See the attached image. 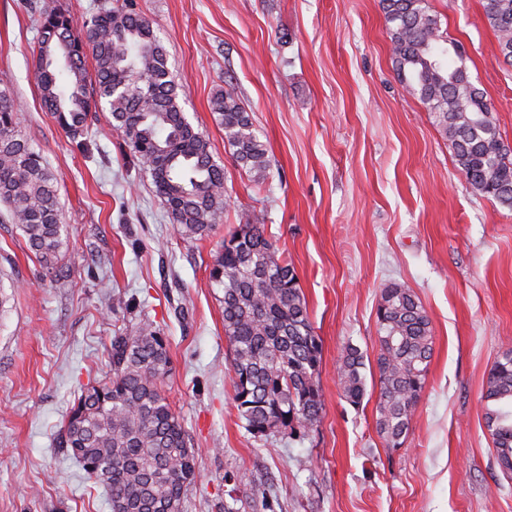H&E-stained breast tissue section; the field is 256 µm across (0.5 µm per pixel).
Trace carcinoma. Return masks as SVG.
Here are the masks:
<instances>
[{
    "label": "carcinoma",
    "instance_id": "1",
    "mask_svg": "<svg viewBox=\"0 0 512 512\" xmlns=\"http://www.w3.org/2000/svg\"><path fill=\"white\" fill-rule=\"evenodd\" d=\"M392 61L404 87L419 95L448 140L456 164L480 194L512 210V155L505 148L486 95L463 65L465 49L441 31L426 0H380ZM503 62L512 64V0H483ZM94 61L88 77L86 56ZM44 108L73 137L106 104L131 155L150 175L177 233L201 237L227 206L224 167L188 120L178 86L151 23L122 8L78 23L45 12L37 50ZM224 129V146L253 181L270 166L266 144L234 93L210 101ZM0 204L22 227L28 249L54 265L63 244V215L54 177L20 130L10 93L0 89ZM209 278L221 288L224 336L230 345L233 400L252 434L300 436L324 409L320 386L322 344L315 334L294 267L256 221L240 224L214 255ZM379 399L376 426L390 448L402 445L425 388L432 357L430 319L415 295L400 285L382 291L376 311ZM110 375L80 387L57 434L112 512H183L197 482V452L169 403L168 339L149 320L112 336ZM363 354L341 357L344 396H365ZM485 424L498 465L512 471V349L490 368L484 392Z\"/></svg>",
    "mask_w": 512,
    "mask_h": 512
}]
</instances>
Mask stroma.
Segmentation results:
<instances>
[{
    "label": "stroma",
    "mask_w": 512,
    "mask_h": 512,
    "mask_svg": "<svg viewBox=\"0 0 512 512\" xmlns=\"http://www.w3.org/2000/svg\"><path fill=\"white\" fill-rule=\"evenodd\" d=\"M466 51L506 147L512 65L482 0H427ZM146 16L191 124L223 164L228 205L207 236L182 239L150 176L90 115L72 138L41 104L39 14L101 6ZM57 181L67 238L53 268L0 219V512H111L55 437L81 385L110 369L116 325L153 321L169 340L165 394L199 454L184 512H512L483 394L512 348V211L476 193L417 96L399 82L380 0H0V84ZM232 90L268 149L262 185L232 160L212 95ZM262 220L294 267L322 340L320 422L301 438L250 434L232 399L222 292L209 266L235 226ZM409 288L433 356L409 432L376 429V310ZM134 302L116 310L115 298ZM364 355L351 405L339 364Z\"/></svg>",
    "instance_id": "1"
}]
</instances>
